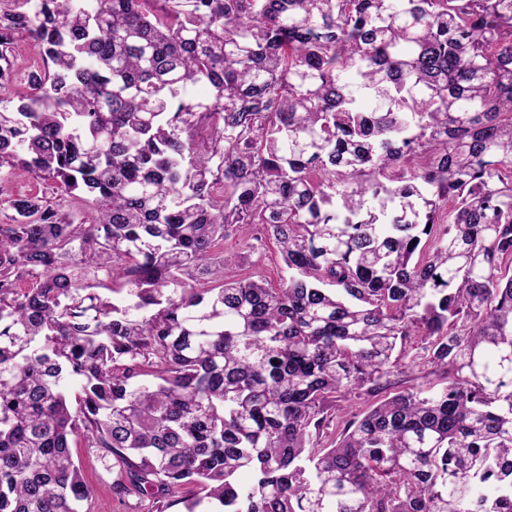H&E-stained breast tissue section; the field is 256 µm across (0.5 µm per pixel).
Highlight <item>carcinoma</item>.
<instances>
[{"label": "carcinoma", "instance_id": "carcinoma-1", "mask_svg": "<svg viewBox=\"0 0 512 512\" xmlns=\"http://www.w3.org/2000/svg\"><path fill=\"white\" fill-rule=\"evenodd\" d=\"M18 30L0 169L94 209L0 224V512H92L74 438L158 512H512V0H40L0 90ZM260 226L243 225L224 241V250L240 253L245 256L247 273L261 277L269 287L278 288L281 277L286 275L277 243L269 238L257 241Z\"/></svg>", "mask_w": 512, "mask_h": 512}]
</instances>
